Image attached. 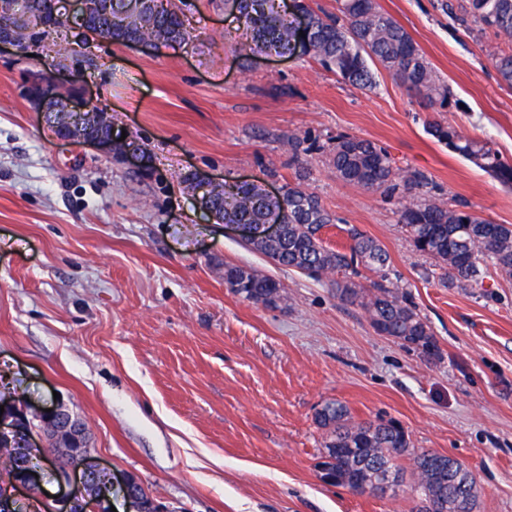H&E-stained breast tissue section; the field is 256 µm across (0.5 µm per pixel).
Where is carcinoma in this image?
I'll return each instance as SVG.
<instances>
[{
  "label": "carcinoma",
  "mask_w": 512,
  "mask_h": 512,
  "mask_svg": "<svg viewBox=\"0 0 512 512\" xmlns=\"http://www.w3.org/2000/svg\"><path fill=\"white\" fill-rule=\"evenodd\" d=\"M337 13H318L304 2L296 5L305 25H296L279 10L275 0H224L246 30L238 54L248 61L256 54L278 55L301 51L319 60L344 82L367 90L374 84L370 64L392 74L419 105L426 109L448 105L447 87L436 75L407 30L383 12L376 0H336ZM125 0H112V18L101 24L112 27V42L129 39L182 44L189 34L181 8L158 4L156 13H128ZM460 8L480 29L512 37V0H464L455 6L441 0L440 8L453 13ZM498 81L512 87V53L494 58ZM427 132L448 150L489 174L501 185L512 187V165L504 162L485 140L462 135L439 120L426 123ZM305 140L288 139L298 182L286 186L283 197L267 195L258 184H225L211 193V205L224 213L226 224H250L253 230L276 218L284 224L283 237L274 242L253 240L250 249L276 266L310 276H336L332 284L341 301L363 309L374 332L427 356L439 353L437 341L425 317L397 286H388L389 257L373 238L352 226L349 249H333L321 238V230L336 221L321 198L301 185L307 178L309 152ZM329 165L342 182L367 190L383 189L397 198V223L411 237L418 251L434 259L442 279L460 288H479L488 272L505 281L512 279V225L496 224L470 210L468 203L445 206L423 193L424 175L413 172L399 179L388 151L377 143L347 135L336 138ZM369 273L375 280L366 287L359 278ZM224 285L231 293L254 305L276 308L282 284L253 268L224 265ZM324 430L321 473L332 484L350 489L360 483L391 477L398 490L404 487V471L397 460L412 461L415 480L410 489L419 500L416 512L437 505L442 512H475L477 482L461 462L446 455L411 449L404 428L394 420L356 422L342 402L328 401L315 414Z\"/></svg>",
  "instance_id": "cac0c4a2"
}]
</instances>
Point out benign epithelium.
<instances>
[{
	"label": "benign epithelium",
	"mask_w": 512,
	"mask_h": 512,
	"mask_svg": "<svg viewBox=\"0 0 512 512\" xmlns=\"http://www.w3.org/2000/svg\"><path fill=\"white\" fill-rule=\"evenodd\" d=\"M17 5L18 0H0V48L28 53L40 48L46 36L54 31L74 30L85 38L92 36L98 31L101 18L111 10L112 0H47L43 13L49 22L31 38L25 37L15 22ZM28 95L35 109L44 114L56 138L79 146H93L117 159L139 161L141 166H146L140 145L128 138L120 142L112 132V113L83 103L77 94H63L55 88L50 74L33 83ZM193 183L200 202L208 199L210 190L219 185L206 175L195 176ZM18 443L29 450L39 449L40 465L21 464V476L0 491V512H15L23 506L20 491L29 493L40 488L39 473L45 467L56 472L62 485L70 481V475L81 473V487L62 497L68 508L58 512H87L91 503L98 506L97 512H107L104 503L112 476L91 458L86 425L66 405L58 403L49 412H29L13 403L4 404L0 415V447L11 448ZM138 487L134 478L125 479L124 493L135 504L136 512H164L154 499H145Z\"/></svg>",
	"instance_id": "1"
}]
</instances>
